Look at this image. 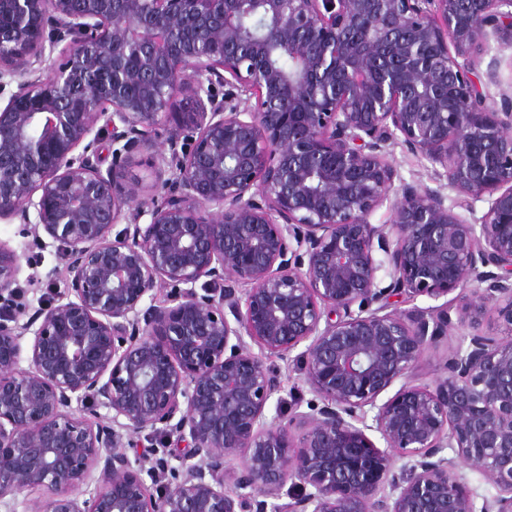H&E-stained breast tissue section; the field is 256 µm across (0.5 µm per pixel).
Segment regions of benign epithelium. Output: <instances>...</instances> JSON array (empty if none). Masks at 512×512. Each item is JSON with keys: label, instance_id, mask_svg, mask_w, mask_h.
Wrapping results in <instances>:
<instances>
[{"label": "benign epithelium", "instance_id": "obj_1", "mask_svg": "<svg viewBox=\"0 0 512 512\" xmlns=\"http://www.w3.org/2000/svg\"><path fill=\"white\" fill-rule=\"evenodd\" d=\"M4 11L0 91H17L0 107V221L57 242L68 281L29 312L0 240V508L512 512V340L475 319L499 299L512 335V82L489 55L512 49V0ZM395 146L431 164L430 182L401 177ZM148 150L150 180H122ZM464 324L443 376L415 382ZM272 356L299 362L318 398L284 423L266 417ZM74 400L106 414L76 417ZM144 435L188 448L159 491L149 459L124 452ZM469 471L496 490L480 506ZM81 480L83 499L69 493ZM33 489L32 508L19 496ZM469 329L464 328L462 331H453L452 336H448V339H444L440 347L437 350H430L422 357L418 368L416 370L415 378L417 382L425 384H433L436 379L442 375V364L448 347L452 344L455 339L454 335L458 333H469Z\"/></svg>", "mask_w": 512, "mask_h": 512}]
</instances>
